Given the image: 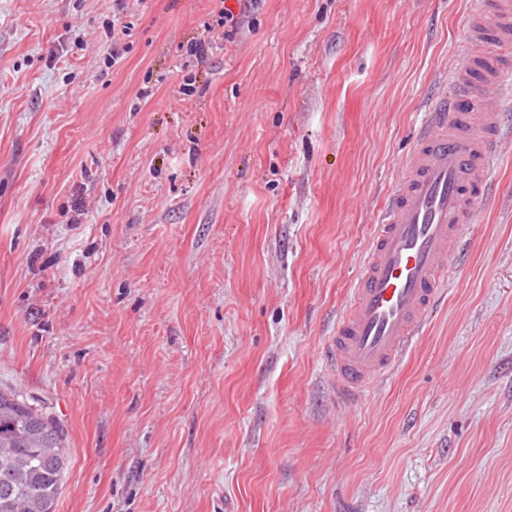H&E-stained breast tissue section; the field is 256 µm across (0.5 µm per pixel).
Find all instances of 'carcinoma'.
I'll return each mask as SVG.
<instances>
[{"label":"carcinoma","mask_w":512,"mask_h":512,"mask_svg":"<svg viewBox=\"0 0 512 512\" xmlns=\"http://www.w3.org/2000/svg\"><path fill=\"white\" fill-rule=\"evenodd\" d=\"M60 425L0 390V512H53L68 456Z\"/></svg>","instance_id":"cac0c4a2"}]
</instances>
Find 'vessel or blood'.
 <instances>
[{"instance_id":"obj_1","label":"vessel or blood","mask_w":512,"mask_h":512,"mask_svg":"<svg viewBox=\"0 0 512 512\" xmlns=\"http://www.w3.org/2000/svg\"><path fill=\"white\" fill-rule=\"evenodd\" d=\"M467 52L451 76L452 95L432 96L413 149L372 230L370 250L322 354L330 391L346 407L362 403L424 332L462 261L475 202L491 192L489 175L504 133L496 100L512 95V0H492L475 17Z\"/></svg>"}]
</instances>
